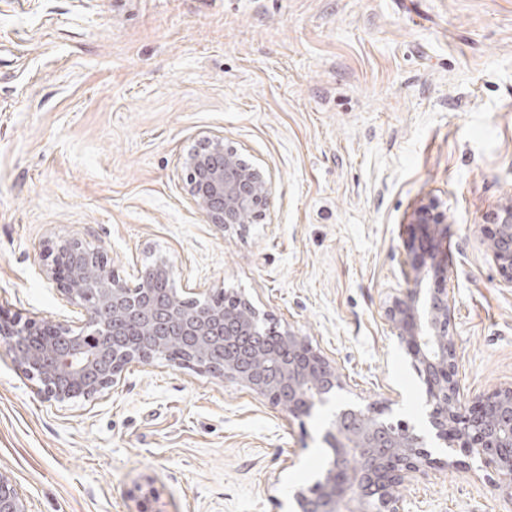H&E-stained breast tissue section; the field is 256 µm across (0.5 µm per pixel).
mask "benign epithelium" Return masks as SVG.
Wrapping results in <instances>:
<instances>
[{"label": "benign epithelium", "mask_w": 512, "mask_h": 512, "mask_svg": "<svg viewBox=\"0 0 512 512\" xmlns=\"http://www.w3.org/2000/svg\"><path fill=\"white\" fill-rule=\"evenodd\" d=\"M187 195L209 223L227 230L260 220L272 177L246 162L224 137L206 136L184 158ZM430 203L412 224L411 287L391 297L385 317L407 345L431 405L430 426L451 451L479 456L498 476L496 489L512 498V385L470 405L456 380L458 358L450 330L448 249L442 216ZM488 248L512 288V201L493 215ZM44 269L65 301L80 309L75 324L21 319L0 309V336L17 367L38 383L45 400H94L114 388L132 363L175 360L263 397L291 418L310 416L343 387L336 364L291 327L278 329L233 290L222 288L183 307L172 287L170 261L157 256L135 281L115 275L101 251L75 239L48 245ZM378 402L336 411L325 440L332 460L310 488H298V512H396L394 490L429 468L459 469L465 461L432 457L424 438L386 417ZM0 512H30L13 479L0 472Z\"/></svg>", "instance_id": "7a95c632"}]
</instances>
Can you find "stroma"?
Returning <instances> with one entry per match:
<instances>
[{
    "mask_svg": "<svg viewBox=\"0 0 512 512\" xmlns=\"http://www.w3.org/2000/svg\"><path fill=\"white\" fill-rule=\"evenodd\" d=\"M223 136L273 177L266 216L208 223L182 160ZM448 238L466 399L512 384V287L485 248L512 201V0H0V308L74 319L43 273L79 238L115 274L166 255L203 298L233 288L335 361V405L429 430L384 315L414 211ZM335 405L291 419L194 368L134 364L105 397L49 402L0 338V471L31 512H294ZM472 458L397 490L401 512H512Z\"/></svg>",
    "mask_w": 512,
    "mask_h": 512,
    "instance_id": "35a3bbf8",
    "label": "stroma"
}]
</instances>
